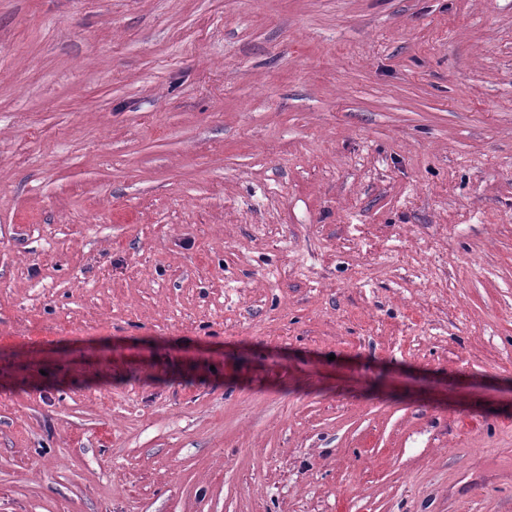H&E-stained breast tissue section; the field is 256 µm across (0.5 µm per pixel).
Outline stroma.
Wrapping results in <instances>:
<instances>
[{
  "label": "stroma",
  "instance_id": "1",
  "mask_svg": "<svg viewBox=\"0 0 512 512\" xmlns=\"http://www.w3.org/2000/svg\"><path fill=\"white\" fill-rule=\"evenodd\" d=\"M0 512H512V0H0Z\"/></svg>",
  "mask_w": 512,
  "mask_h": 512
}]
</instances>
